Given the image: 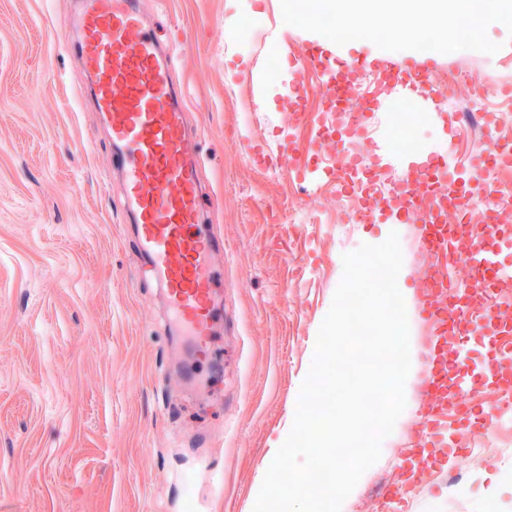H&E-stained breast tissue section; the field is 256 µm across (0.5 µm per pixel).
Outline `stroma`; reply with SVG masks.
Returning a JSON list of instances; mask_svg holds the SVG:
<instances>
[{
    "label": "stroma",
    "mask_w": 512,
    "mask_h": 512,
    "mask_svg": "<svg viewBox=\"0 0 512 512\" xmlns=\"http://www.w3.org/2000/svg\"><path fill=\"white\" fill-rule=\"evenodd\" d=\"M239 0H143L145 18L176 53L186 88L200 175L212 188L209 221L224 239V318L213 357L201 361L215 392L189 398L192 358L166 322L159 288L145 278L132 226L123 214L113 145L100 126L78 56L62 40L80 0H0V512H253L262 481L291 429L319 327L343 276L342 256L398 233L397 283L410 339L427 350L434 333L419 315L426 259L413 224L390 216L353 223L336 177L317 168L310 182L287 172L281 145H307L326 119L309 94L306 122L289 126L288 100L262 80L279 61L290 80L311 77L305 48L314 33L287 25L280 0H250L263 37L239 53ZM492 55L390 52L361 40L342 46L363 68L415 60L435 79L465 69L512 82V34L490 26ZM250 111H240L241 103ZM398 108L385 90L369 114L372 148L391 176L402 161L389 133ZM420 151L467 158L437 104L423 114ZM320 189L313 223L292 224ZM415 362L407 405L391 450L369 468L341 512H374V498L406 472L417 439ZM512 430L474 462L478 490L438 463L410 512H512L501 451Z\"/></svg>",
    "instance_id": "1"
}]
</instances>
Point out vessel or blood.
Instances as JSON below:
<instances>
[{
  "instance_id": "b4317fda",
  "label": "vessel or blood",
  "mask_w": 512,
  "mask_h": 512,
  "mask_svg": "<svg viewBox=\"0 0 512 512\" xmlns=\"http://www.w3.org/2000/svg\"><path fill=\"white\" fill-rule=\"evenodd\" d=\"M75 28L73 48L100 120L112 137L139 259L162 289L189 348L206 350L212 325L222 315L215 298L224 288V277L212 258L223 250L224 241L203 224L206 189L190 145L185 91L173 78L174 59L146 25L139 0H82ZM308 55L316 70L335 80L339 60L334 50L312 47ZM383 72L385 86L403 100L411 99L414 86L426 75L425 69L391 63ZM418 231L424 252H447L446 225L422 224ZM419 314L435 329L420 415L435 428L429 437L418 438L409 462L412 468L427 469L449 453L448 435L437 428L439 419L448 415L443 398L447 371L434 366L445 355L448 333L447 320L433 301L421 305Z\"/></svg>"
}]
</instances>
